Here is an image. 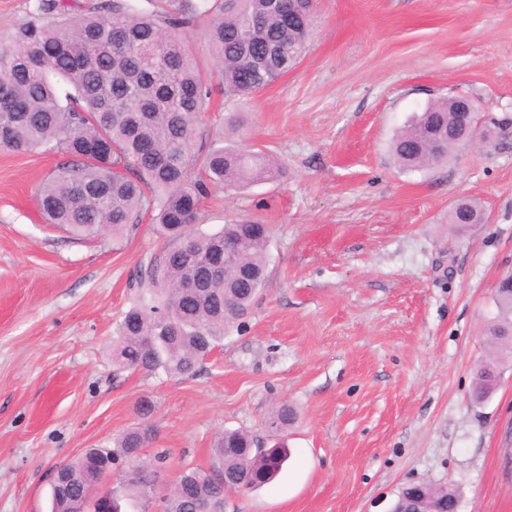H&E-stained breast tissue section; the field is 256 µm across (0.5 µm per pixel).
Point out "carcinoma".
Listing matches in <instances>:
<instances>
[{"label":"carcinoma","mask_w":512,"mask_h":512,"mask_svg":"<svg viewBox=\"0 0 512 512\" xmlns=\"http://www.w3.org/2000/svg\"><path fill=\"white\" fill-rule=\"evenodd\" d=\"M32 0L28 16L0 37V150L54 153L60 160L37 191L48 224L80 239L105 233L117 240L144 216L171 244L140 268L139 303L118 324L113 362L119 369L196 375L224 335L229 317L243 314L265 285L270 231L235 221L215 233L189 230L211 185L226 189L274 180L282 169L266 152L217 146L203 129L210 108L209 76L186 48L183 34L199 16L211 15L209 41L223 64L224 91L247 97L273 84L305 57L313 36L314 7L295 31L281 8L300 0ZM70 90L60 94L52 78ZM457 121L447 97L426 105L400 129L391 153L405 171L448 161L459 147L450 141L421 147L433 130ZM484 216L475 200L448 212L461 228ZM235 250V263L218 278L209 270ZM199 281L202 287L185 288ZM497 313L486 328L494 351L474 376V398L494 388L500 366L512 360V285L495 289ZM295 419L283 406L269 425L283 430ZM146 429H129L112 448H88L64 463L69 490H51V512H81L92 497V469L107 459L127 461L148 444ZM252 435L228 430L218 439L208 469L183 471L162 501V512H224V493L241 479L257 489L288 462L275 444L261 452ZM156 470L146 464L111 489L110 512L125 498L145 508L156 498ZM432 500L395 502L427 512L459 502L446 486L428 490Z\"/></svg>","instance_id":"obj_1"}]
</instances>
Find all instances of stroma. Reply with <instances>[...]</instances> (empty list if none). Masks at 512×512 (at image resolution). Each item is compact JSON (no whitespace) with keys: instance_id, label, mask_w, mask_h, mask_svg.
Segmentation results:
<instances>
[{"instance_id":"obj_1","label":"stroma","mask_w":512,"mask_h":512,"mask_svg":"<svg viewBox=\"0 0 512 512\" xmlns=\"http://www.w3.org/2000/svg\"><path fill=\"white\" fill-rule=\"evenodd\" d=\"M303 60L247 99L224 94L207 21L185 41L210 75L204 117L225 145L263 148L283 177L204 198L195 229H271L269 275L193 377L116 370L134 278L166 240L142 221L77 241L36 191L58 158L0 150V512H50L54 468L144 426L162 487L209 467L224 430L285 441L272 483L224 512H389L416 482L457 512H512V367L470 393L498 281L512 274V0H317ZM472 98L487 139L404 172L394 135L428 101ZM481 202L459 231L448 211ZM289 405L287 431L268 426ZM431 497H432V500H429L428 502H425V503H417L415 504L413 501L414 498H407L404 502V504H402V508H405V509H410V508H415V509H418V510H429V509H432V504L433 502L435 501L436 503V508L438 509H441V506L444 502H456L458 503L459 502V496H458V493L453 490V489H450L448 488L447 486H440V485H434L432 488H429L428 492Z\"/></svg>"}]
</instances>
